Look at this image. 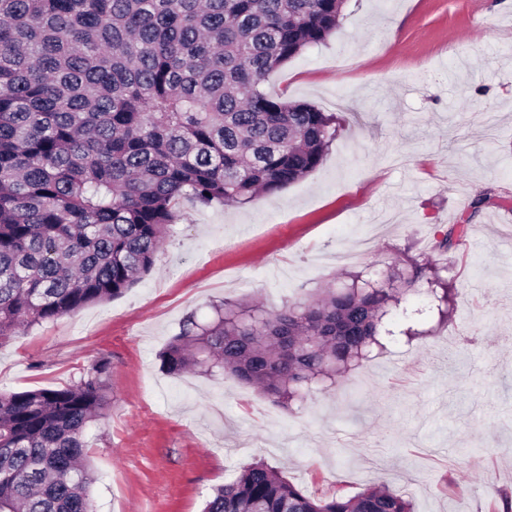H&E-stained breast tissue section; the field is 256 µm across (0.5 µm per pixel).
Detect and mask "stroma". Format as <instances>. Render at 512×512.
Here are the masks:
<instances>
[{
	"instance_id": "1",
	"label": "stroma",
	"mask_w": 512,
	"mask_h": 512,
	"mask_svg": "<svg viewBox=\"0 0 512 512\" xmlns=\"http://www.w3.org/2000/svg\"><path fill=\"white\" fill-rule=\"evenodd\" d=\"M265 88L336 115L322 164L244 207L184 203L121 297L0 344V391L72 385L109 362L87 431L97 512H200L259 461L319 497L383 483L415 512H512V0H349L328 41ZM463 221L459 244L436 249ZM416 262L392 337L335 392L286 408L162 365L187 316L276 309Z\"/></svg>"
}]
</instances>
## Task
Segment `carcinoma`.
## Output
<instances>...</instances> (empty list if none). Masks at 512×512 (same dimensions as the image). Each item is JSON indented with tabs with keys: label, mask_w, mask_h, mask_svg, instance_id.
<instances>
[{
	"label": "carcinoma",
	"mask_w": 512,
	"mask_h": 512,
	"mask_svg": "<svg viewBox=\"0 0 512 512\" xmlns=\"http://www.w3.org/2000/svg\"><path fill=\"white\" fill-rule=\"evenodd\" d=\"M347 0H0V344L113 300L153 266L185 201L243 206L313 172L336 116L269 94L271 72L341 25ZM466 225L448 229V250ZM402 288L327 290L282 309L188 317L171 373L231 375L305 400L383 347ZM101 361L79 382L0 392V512H96L86 431ZM203 512H414L367 487L315 497L244 467Z\"/></svg>",
	"instance_id": "cac0c4a2"
}]
</instances>
